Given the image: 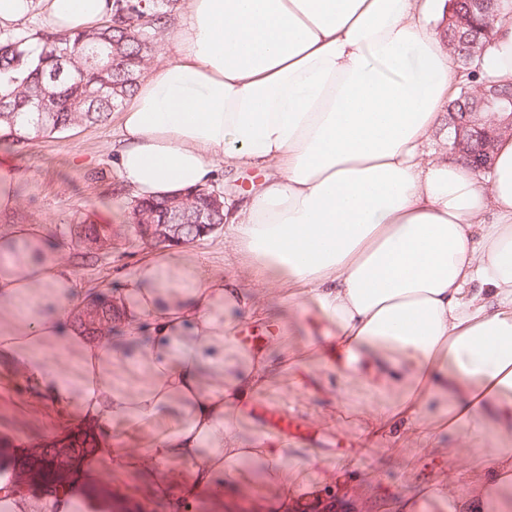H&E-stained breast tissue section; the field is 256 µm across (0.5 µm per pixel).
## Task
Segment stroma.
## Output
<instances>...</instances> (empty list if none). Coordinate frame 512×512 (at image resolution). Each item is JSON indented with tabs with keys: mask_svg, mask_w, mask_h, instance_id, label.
Here are the masks:
<instances>
[{
	"mask_svg": "<svg viewBox=\"0 0 512 512\" xmlns=\"http://www.w3.org/2000/svg\"><path fill=\"white\" fill-rule=\"evenodd\" d=\"M119 117L110 115L97 125H81L64 133L38 137L25 145L0 139V159L13 162L17 178V208L0 214V227L7 224H40L60 240L79 280L94 283L119 279L145 249L127 230V216L133 197L123 189L112 169V148L120 138ZM265 177L254 169L222 170L211 185L231 204H239L256 190ZM81 222L106 224L112 229V245L98 251L93 261L82 259L83 248L70 234ZM228 228L197 239L195 249L214 269L237 274L241 257L229 247ZM283 311L270 304L268 316L249 321L261 336L263 348H289L300 341V331L287 329ZM352 396L336 398L331 383L318 367L302 378L284 374L280 393L288 401V415L295 434L292 448L311 449L306 474L311 487L323 491L320 512H391L395 497L408 495L448 474L458 488L472 484L475 450L464 437L446 435L440 443L454 449V457L423 450L420 431L430 422H420L419 433L406 436L374 434L370 426L372 407L367 393L352 387ZM61 429L43 403L26 388L19 377L0 367V459L18 484L20 494L34 495L41 480L45 450L61 441ZM82 453L69 458L60 481L73 472L83 474L81 500H94L97 512H165L163 505L148 501L153 475L131 463L124 471L111 474L94 452L89 435H81Z\"/></svg>",
	"mask_w": 512,
	"mask_h": 512,
	"instance_id": "35a3bbf8",
	"label": "stroma"
}]
</instances>
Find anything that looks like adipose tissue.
<instances>
[{
  "instance_id": "ef3b65f1",
  "label": "adipose tissue",
  "mask_w": 512,
  "mask_h": 512,
  "mask_svg": "<svg viewBox=\"0 0 512 512\" xmlns=\"http://www.w3.org/2000/svg\"><path fill=\"white\" fill-rule=\"evenodd\" d=\"M481 74L512 86V0H499ZM40 9L76 33L105 0H0V26ZM439 0H184L172 58L140 79L120 114L112 162L138 199L208 187L222 166L264 184L232 216L244 274L208 267L187 241L146 251L121 277L84 285L39 224L0 229V362L60 424L93 432L112 465L147 428L143 469L191 468L192 490L277 488L271 512L310 498L287 439L241 436L243 409L317 362L360 381L376 433L431 419L436 431L512 429V137L488 174L426 152L447 133L450 54L429 25ZM279 295L328 329L290 349L245 348L243 320ZM117 311L93 340L74 315ZM13 512H79L71 484L36 498L0 478ZM512 512V448L462 495L447 476L398 512Z\"/></svg>"
}]
</instances>
